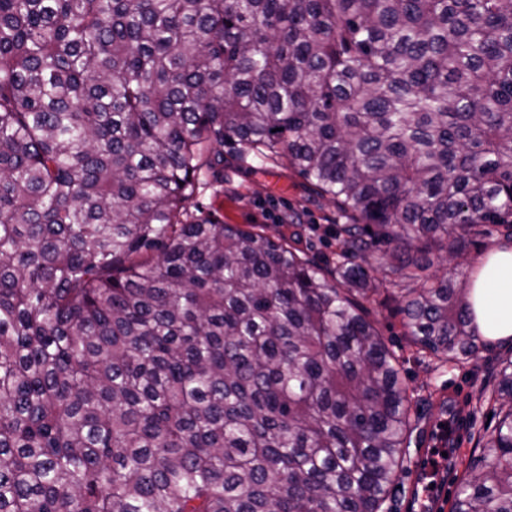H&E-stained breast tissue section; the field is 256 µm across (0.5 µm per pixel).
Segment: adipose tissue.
I'll return each mask as SVG.
<instances>
[{"instance_id": "adipose-tissue-1", "label": "adipose tissue", "mask_w": 512, "mask_h": 512, "mask_svg": "<svg viewBox=\"0 0 512 512\" xmlns=\"http://www.w3.org/2000/svg\"><path fill=\"white\" fill-rule=\"evenodd\" d=\"M471 317L480 334L512 337V244L491 250L472 275Z\"/></svg>"}]
</instances>
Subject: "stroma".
Listing matches in <instances>:
<instances>
[{
  "label": "stroma",
  "instance_id": "1",
  "mask_svg": "<svg viewBox=\"0 0 512 512\" xmlns=\"http://www.w3.org/2000/svg\"><path fill=\"white\" fill-rule=\"evenodd\" d=\"M259 160L238 164L224 162V184H201L187 204L189 215L202 219L217 215L224 223L244 230L278 237L298 235L299 247L318 262L335 261L336 232L339 219L335 207L322 198L309 196L305 180L294 170L277 168L280 188H273L266 174L260 173ZM504 233L492 237H473L463 260L436 267L438 277L454 282L469 281L474 267L491 249L505 243ZM375 320L389 348L399 357L401 376L412 396V431L405 450V473L383 506L384 512H412L413 485L421 476L420 451L432 447L430 429L436 422L441 401H448L455 417L464 423V432L456 438V449L445 470L457 480L463 464L471 457L474 444L469 433L490 434L496 425L488 406L469 411L468 404L477 391L492 386L503 360L512 357V339H489L476 355L457 363H441L413 353L404 335L403 317L395 300L370 304Z\"/></svg>",
  "mask_w": 512,
  "mask_h": 512
}]
</instances>
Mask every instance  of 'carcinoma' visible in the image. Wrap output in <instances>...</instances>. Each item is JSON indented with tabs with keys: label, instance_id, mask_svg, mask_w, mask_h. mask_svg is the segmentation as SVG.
Wrapping results in <instances>:
<instances>
[{
	"label": "carcinoma",
	"instance_id": "cac0c4a2",
	"mask_svg": "<svg viewBox=\"0 0 512 512\" xmlns=\"http://www.w3.org/2000/svg\"><path fill=\"white\" fill-rule=\"evenodd\" d=\"M296 170L336 265L185 204ZM512 233V0H0V512H382L418 353L484 342L430 272ZM384 275H375L377 268ZM450 512H512V357Z\"/></svg>",
	"mask_w": 512,
	"mask_h": 512
}]
</instances>
